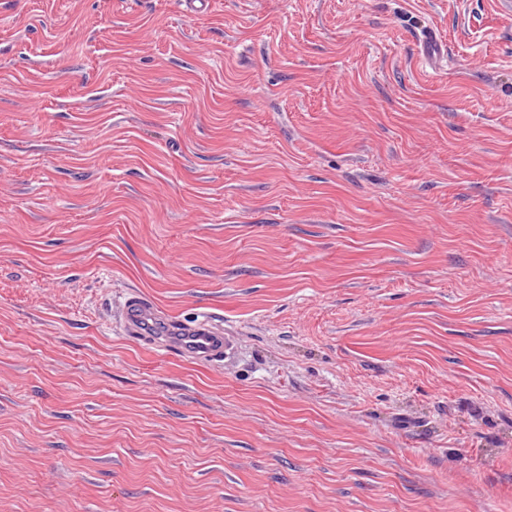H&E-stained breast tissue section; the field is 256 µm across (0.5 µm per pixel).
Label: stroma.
Masks as SVG:
<instances>
[{"mask_svg": "<svg viewBox=\"0 0 512 512\" xmlns=\"http://www.w3.org/2000/svg\"><path fill=\"white\" fill-rule=\"evenodd\" d=\"M0 512H512V6L0 0ZM419 44L421 58L429 67H437L446 61V57L448 59L446 43L438 37L433 29L427 28L421 32ZM120 326L130 336H148L160 349L209 361L227 358L234 351L230 334L208 315L191 320L162 316L158 308L137 293H125L119 302Z\"/></svg>", "mask_w": 512, "mask_h": 512, "instance_id": "1", "label": "stroma"}]
</instances>
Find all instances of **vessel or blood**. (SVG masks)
<instances>
[{
  "mask_svg": "<svg viewBox=\"0 0 512 512\" xmlns=\"http://www.w3.org/2000/svg\"><path fill=\"white\" fill-rule=\"evenodd\" d=\"M420 54L428 66L442 64L446 44L433 29H425L419 36ZM118 316L125 334L147 336L159 348L175 350L184 355L209 361L231 355L234 344L221 325L208 315L193 319L162 316L158 308L137 293L124 294L119 303Z\"/></svg>",
  "mask_w": 512,
  "mask_h": 512,
  "instance_id": "vessel-or-blood-1",
  "label": "vessel or blood"
}]
</instances>
